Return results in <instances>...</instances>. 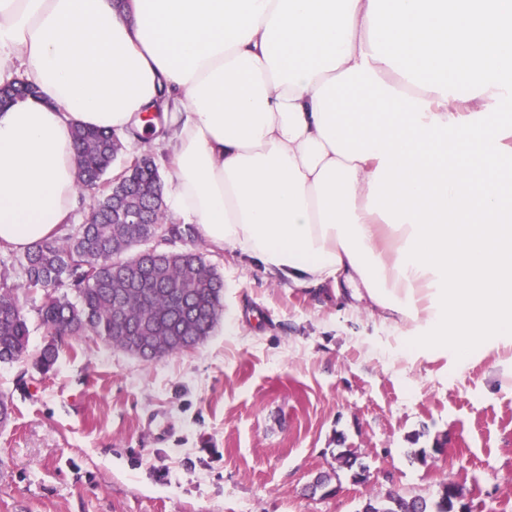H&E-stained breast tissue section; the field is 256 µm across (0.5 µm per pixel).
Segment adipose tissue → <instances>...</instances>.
<instances>
[{
    "instance_id": "ef3b65f1",
    "label": "adipose tissue",
    "mask_w": 512,
    "mask_h": 512,
    "mask_svg": "<svg viewBox=\"0 0 512 512\" xmlns=\"http://www.w3.org/2000/svg\"><path fill=\"white\" fill-rule=\"evenodd\" d=\"M16 76L41 98L0 112V247L72 219L74 125L134 129L173 221L512 364V0H0Z\"/></svg>"
}]
</instances>
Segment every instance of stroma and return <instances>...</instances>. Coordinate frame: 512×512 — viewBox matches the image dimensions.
<instances>
[{"label":"stroma","mask_w":512,"mask_h":512,"mask_svg":"<svg viewBox=\"0 0 512 512\" xmlns=\"http://www.w3.org/2000/svg\"><path fill=\"white\" fill-rule=\"evenodd\" d=\"M203 253L224 310L196 348L144 361L89 336L46 374L0 364V512H357L449 481L474 512H512V368L494 346L461 364L350 290ZM343 448L366 482L339 471ZM333 470L337 493L311 494Z\"/></svg>","instance_id":"obj_1"}]
</instances>
